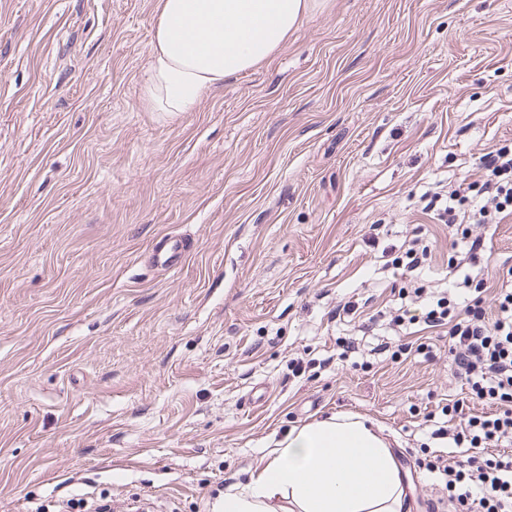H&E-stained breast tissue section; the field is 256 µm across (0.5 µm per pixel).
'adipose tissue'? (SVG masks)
<instances>
[{"mask_svg": "<svg viewBox=\"0 0 512 512\" xmlns=\"http://www.w3.org/2000/svg\"><path fill=\"white\" fill-rule=\"evenodd\" d=\"M307 0H157L145 99L192 110L284 45ZM408 474L374 423L334 413L293 427L212 512H409Z\"/></svg>", "mask_w": 512, "mask_h": 512, "instance_id": "1", "label": "adipose tissue"}]
</instances>
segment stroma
<instances>
[{"instance_id": "35a3bbf8", "label": "stroma", "mask_w": 512, "mask_h": 512, "mask_svg": "<svg viewBox=\"0 0 512 512\" xmlns=\"http://www.w3.org/2000/svg\"><path fill=\"white\" fill-rule=\"evenodd\" d=\"M155 8L0 0V512H210L332 413L382 429L410 512H446L413 461L459 454L448 338L368 318L408 304L378 258L412 234L446 274L420 196L512 143V0H308L189 112L144 101ZM168 234L191 248L164 269Z\"/></svg>"}]
</instances>
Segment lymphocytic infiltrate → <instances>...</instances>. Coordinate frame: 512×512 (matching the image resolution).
I'll use <instances>...</instances> for the list:
<instances>
[{
	"mask_svg": "<svg viewBox=\"0 0 512 512\" xmlns=\"http://www.w3.org/2000/svg\"><path fill=\"white\" fill-rule=\"evenodd\" d=\"M484 179L461 182L448 193L426 197L427 209L437 210L441 221L455 227L462 248L448 258L446 295H430L418 277L431 255L422 238L403 244L390 259L411 284L419 313L398 309L389 324L403 327L423 323L446 329L452 376L467 386L469 400L490 405L487 413H466V401L448 407L460 423L449 429L456 446L465 448L460 459L428 462L438 473L455 512H512V291L499 292L493 307L484 295L488 276L478 260H490L489 225L512 217V147L503 146L481 158Z\"/></svg>",
	"mask_w": 512,
	"mask_h": 512,
	"instance_id": "f902f5d3",
	"label": "lymphocytic infiltrate"
}]
</instances>
